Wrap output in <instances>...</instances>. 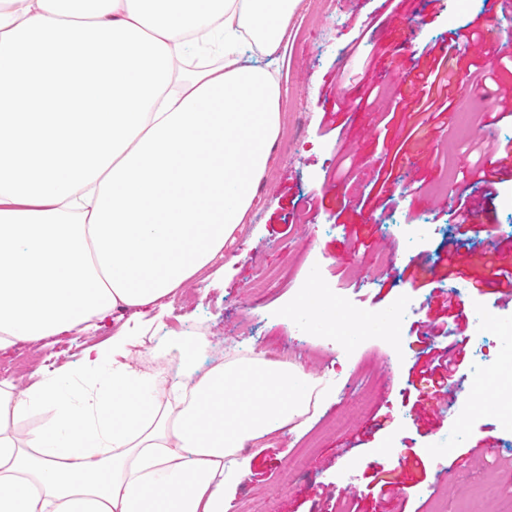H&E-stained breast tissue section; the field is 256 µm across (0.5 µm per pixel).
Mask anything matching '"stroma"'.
Masks as SVG:
<instances>
[{"mask_svg": "<svg viewBox=\"0 0 512 512\" xmlns=\"http://www.w3.org/2000/svg\"><path fill=\"white\" fill-rule=\"evenodd\" d=\"M479 21L484 36L458 51L460 28ZM286 54L253 55L281 71V132L243 231L224 249L228 267L187 282L144 336L137 369L169 370L174 353L156 340L200 326L210 339L192 360L206 370L225 344L284 355L326 389L307 423L274 433L269 447L245 448L250 471L228 512H512V436L499 402L473 405L489 389L491 362L476 344L512 337V304L477 295L467 277L512 267V171L493 197L466 181L475 147L512 141V12L489 15L487 0H404L389 15L371 0H300ZM451 49L452 105L422 123L418 72ZM380 94L368 102L367 87ZM385 185L378 197L370 189ZM480 210V227L461 232L459 194ZM393 264L368 276L383 253ZM315 288L339 314L367 323L352 343L328 342V323L295 324L287 308ZM414 307L398 327L382 318L401 298ZM461 312L459 391L432 393L417 363L423 331ZM105 332L70 333L38 350L17 375L33 384L41 362L75 359ZM491 451L481 452L482 442ZM391 489H382V481Z\"/></svg>", "mask_w": 512, "mask_h": 512, "instance_id": "35a3bbf8", "label": "stroma"}]
</instances>
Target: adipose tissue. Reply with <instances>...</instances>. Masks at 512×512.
Returning <instances> with one entry per match:
<instances>
[{
    "label": "adipose tissue",
    "instance_id": "1",
    "mask_svg": "<svg viewBox=\"0 0 512 512\" xmlns=\"http://www.w3.org/2000/svg\"><path fill=\"white\" fill-rule=\"evenodd\" d=\"M295 5L0 0V351L129 315L26 392L0 381V512H226L245 445L308 412L314 386L288 362L226 360L164 389L127 348L258 194L281 89L242 46L276 53ZM216 41L223 65L174 68ZM77 373L104 375L92 403Z\"/></svg>",
    "mask_w": 512,
    "mask_h": 512
}]
</instances>
